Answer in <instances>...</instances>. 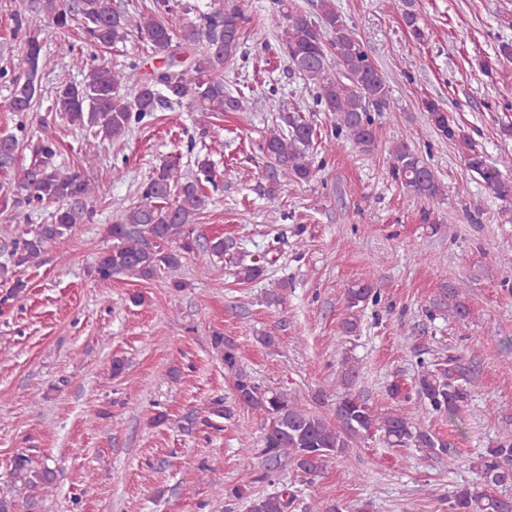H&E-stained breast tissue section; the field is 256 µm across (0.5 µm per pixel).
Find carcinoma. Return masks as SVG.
Masks as SVG:
<instances>
[{"label":"carcinoma","instance_id":"carcinoma-1","mask_svg":"<svg viewBox=\"0 0 512 512\" xmlns=\"http://www.w3.org/2000/svg\"><path fill=\"white\" fill-rule=\"evenodd\" d=\"M280 14L287 20L285 49L295 70L317 89V103L323 111L336 116V129L346 135L366 154L373 153L381 138L380 126L372 113L387 106L388 87L382 72L367 54L362 42L349 28L332 0H319L315 19L295 10L294 0H275ZM249 0H224L199 16V22L181 28L180 41L173 42L175 32L162 11L169 10L168 0H157L156 9L142 7L131 16L112 6V0H29L27 12L13 14L14 32L24 39L20 53L11 59L10 69L0 70V79L10 78L11 112L17 118L16 132L0 137V192L36 214L46 205H54L45 224H33L21 232L2 230L0 276L13 284L0 297V307L27 292L28 283L20 276L23 269L36 266L49 247L72 234L80 225L92 221V195L99 185L90 178L95 156L87 154L72 168L62 169L53 163L58 146L52 139L35 140L28 135L29 113L47 106L69 124L86 131L100 141H115L126 136L133 125L156 111L162 103H187L197 112H238L242 101L224 89V66L234 62L241 47V23L247 20ZM51 21L55 33L68 37L72 23L81 19L85 32L94 42L110 46L126 41L136 32L160 52L168 53L169 63L150 79L140 78L136 67L114 71L107 66L86 65L76 60L81 79L62 81L51 89L42 85L50 59L38 37L28 32L30 15ZM402 21L414 38L424 32L414 10L405 8ZM206 43V49L189 65L176 59L174 49L184 44ZM134 87L133 97L120 94L126 85ZM424 111L433 128L462 148L465 167L479 175L495 197L512 198V184L503 180L499 169L472 145L471 136L434 100L423 101ZM285 127L270 131L262 145L268 166L292 177L307 181L314 164L306 147L314 140V127L296 112L281 115ZM30 152V162L17 164V154ZM391 175L415 196L433 203L444 195L443 185L435 172L406 143L391 149ZM198 171L205 180L188 176L180 156L165 161L138 191V197L120 218L107 225L112 246L97 257L94 273L101 281L118 276L153 281L163 275L172 277L186 256L203 252L229 261L236 268L237 281L252 283L264 273L258 260L233 255L234 244L219 236L209 237L195 221L207 209L210 196L203 182L217 186L216 172L209 159H197ZM380 290L372 282H360L347 289L346 312L341 320L343 332L359 329V308L377 303ZM211 348L224 361L231 375L236 407L217 404L210 414L230 420L235 408L263 419L262 454L267 462L262 478L282 462H287L306 482L312 484L326 469L330 459L345 456L354 440L379 436L390 448H417L428 459L448 456L450 442L431 427L400 409L411 395L401 384L387 387L392 406L378 409L352 390L357 368L345 361L339 385L344 389L336 399L334 419L313 410L283 392L262 388L240 368V355L234 341L216 333ZM420 371L414 381L417 398L432 412L451 417L468 395L458 383V358L448 356L436 364L419 361ZM481 482L456 488L448 496V512H512V496L505 489L512 486V435L503 437L497 447L474 462ZM14 482L34 491L50 484L54 473L49 465L32 466L27 455H17L12 462ZM227 498L245 500V512H287L293 497L282 494L243 496L237 487L219 488Z\"/></svg>","mask_w":512,"mask_h":512}]
</instances>
